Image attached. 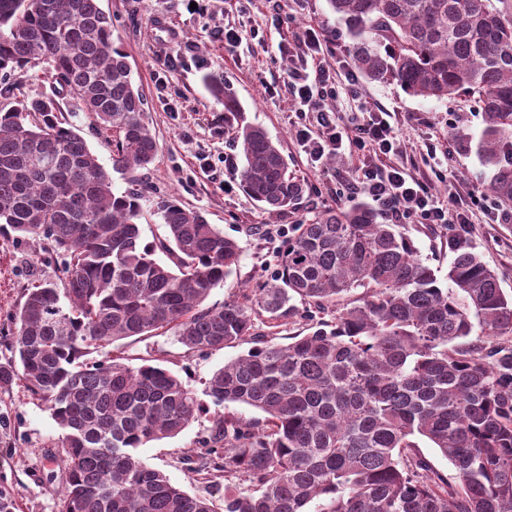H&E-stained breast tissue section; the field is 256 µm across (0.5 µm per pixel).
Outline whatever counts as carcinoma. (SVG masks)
Listing matches in <instances>:
<instances>
[{
    "label": "carcinoma",
    "instance_id": "carcinoma-1",
    "mask_svg": "<svg viewBox=\"0 0 512 512\" xmlns=\"http://www.w3.org/2000/svg\"><path fill=\"white\" fill-rule=\"evenodd\" d=\"M328 3L368 80L474 98L488 189L512 213V13L492 0ZM117 42L98 0H0V82L45 63L112 131L109 172L54 100L0 109V232L42 237L63 264L59 281L25 288L0 389L21 383L61 429L60 512H216L141 457L196 419L195 393L158 364L86 359L163 329L190 352L251 344L206 381L214 405L264 413L222 415L201 442L198 473L251 486L225 493L224 512H307L314 499L328 501L321 512H512V295L470 225L433 227L453 254L445 288L400 225L363 202L330 208L297 225L273 282L204 305L240 248L171 197L156 202L163 233L143 240L144 196L114 191L112 173L148 168L158 144ZM233 144L248 196L275 216L298 205L306 184L263 128L238 125ZM326 311L284 345L254 333L258 316L278 327ZM420 437L452 476L419 454Z\"/></svg>",
    "mask_w": 512,
    "mask_h": 512
}]
</instances>
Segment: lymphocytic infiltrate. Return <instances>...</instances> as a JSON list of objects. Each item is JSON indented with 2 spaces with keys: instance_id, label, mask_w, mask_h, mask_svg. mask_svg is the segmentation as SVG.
Here are the masks:
<instances>
[{
  "instance_id": "f902f5d3",
  "label": "lymphocytic infiltrate",
  "mask_w": 512,
  "mask_h": 512,
  "mask_svg": "<svg viewBox=\"0 0 512 512\" xmlns=\"http://www.w3.org/2000/svg\"><path fill=\"white\" fill-rule=\"evenodd\" d=\"M290 79L301 106L314 113L319 128L318 136L306 141L313 159H321L325 152H337L345 147L368 157V164L356 170L350 186L363 190L373 201L383 205L396 222L412 219L420 224L467 223L465 210L453 211L440 204L419 178L395 166L382 170L373 165V158L391 152L397 138L384 110L367 111L351 129H341L332 111L325 106L326 100L336 96V80L329 71L319 68L311 74L298 69L291 73Z\"/></svg>"
}]
</instances>
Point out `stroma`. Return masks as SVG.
<instances>
[{
	"instance_id": "obj_1",
	"label": "stroma",
	"mask_w": 512,
	"mask_h": 512,
	"mask_svg": "<svg viewBox=\"0 0 512 512\" xmlns=\"http://www.w3.org/2000/svg\"><path fill=\"white\" fill-rule=\"evenodd\" d=\"M100 6L111 16L133 78L147 98L145 121L159 144L155 162L137 173L148 196L141 218L144 241H151L158 231L155 200L171 196L202 212L240 246L236 271L211 291L208 304L222 305L240 289H256L271 281L296 223L329 207H349L361 197L342 186L361 167L362 156L345 149L315 162L297 138L302 121L288 81L291 69L305 63L307 52L297 40L311 26L319 28L323 37L318 63L340 80L338 95L330 103L339 125L351 127L363 107L391 112L398 143L383 157V164L421 178L442 201L474 200L473 242L498 272L501 288L512 294V223H494L484 209L491 172L476 153L459 152L452 138L459 127L480 138L484 122L472 98L423 99L408 95L399 85L363 78L361 99H352L343 82L353 70L348 54L351 38L327 0H100ZM227 27L241 35L235 46L224 44L221 33ZM21 80L28 97L54 99L60 120L85 139L104 167H111V132L97 128L93 117L47 80L41 68L22 73ZM215 80L233 93L240 114L225 112L211 92ZM241 121L263 127L279 141L290 171L306 182L307 191L295 213L269 215L241 187L222 188L226 164L237 169L243 165L231 142ZM402 230L419 257L436 269L439 279H446L453 255L445 239L424 224L407 222ZM57 267L39 238L18 241L0 234V363L12 357L13 316L25 286L54 278ZM246 350L241 344L201 354L166 334L122 339L106 346L101 355L153 360L200 393L215 370ZM222 414L249 420L260 412L240 404L212 405L177 436L141 450L149 465L189 494L209 499L216 512L224 509V480L200 479L186 457ZM59 434L46 405L31 400L18 386L0 390V493L12 500L14 512H60L64 473Z\"/></svg>"
}]
</instances>
